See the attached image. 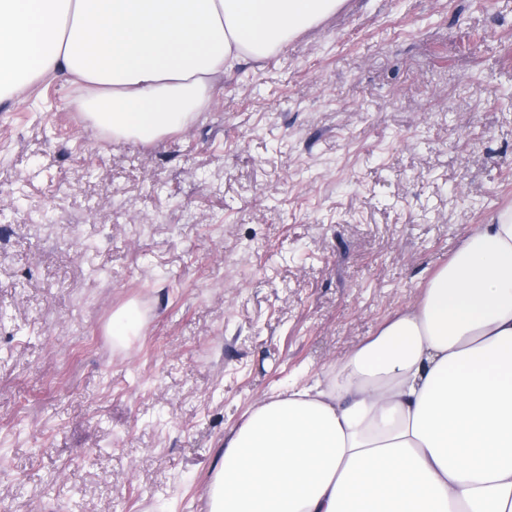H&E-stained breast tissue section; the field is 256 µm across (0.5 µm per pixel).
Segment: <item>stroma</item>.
<instances>
[{
    "label": "stroma",
    "mask_w": 512,
    "mask_h": 512,
    "mask_svg": "<svg viewBox=\"0 0 512 512\" xmlns=\"http://www.w3.org/2000/svg\"><path fill=\"white\" fill-rule=\"evenodd\" d=\"M68 94L0 104L6 512H201L260 399L512 204V0H345L151 144Z\"/></svg>",
    "instance_id": "1"
}]
</instances>
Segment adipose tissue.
<instances>
[{
	"label": "adipose tissue",
	"mask_w": 512,
	"mask_h": 512,
	"mask_svg": "<svg viewBox=\"0 0 512 512\" xmlns=\"http://www.w3.org/2000/svg\"><path fill=\"white\" fill-rule=\"evenodd\" d=\"M342 0H0V101L51 74L89 127L152 143L226 69L285 49ZM209 512H512V206L313 383L225 438Z\"/></svg>",
	"instance_id": "adipose-tissue-1"
}]
</instances>
